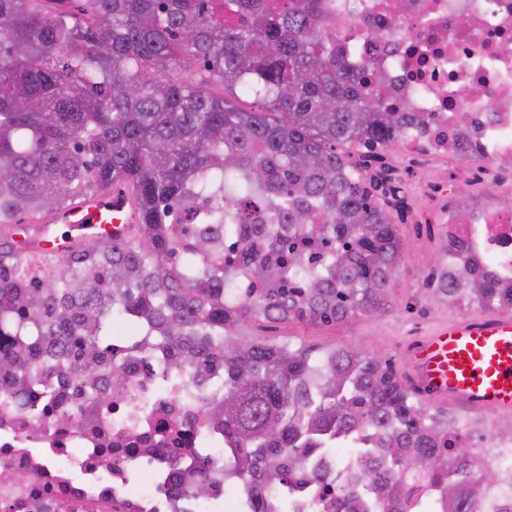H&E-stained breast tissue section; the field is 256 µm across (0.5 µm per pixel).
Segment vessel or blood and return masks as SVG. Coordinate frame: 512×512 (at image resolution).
I'll use <instances>...</instances> for the list:
<instances>
[{
	"label": "vessel or blood",
	"instance_id": "1",
	"mask_svg": "<svg viewBox=\"0 0 512 512\" xmlns=\"http://www.w3.org/2000/svg\"><path fill=\"white\" fill-rule=\"evenodd\" d=\"M71 239L120 241L136 223L127 193L94 195L58 216ZM410 364L421 387L439 397L472 406L512 412V317L461 321L437 327L412 350Z\"/></svg>",
	"mask_w": 512,
	"mask_h": 512
}]
</instances>
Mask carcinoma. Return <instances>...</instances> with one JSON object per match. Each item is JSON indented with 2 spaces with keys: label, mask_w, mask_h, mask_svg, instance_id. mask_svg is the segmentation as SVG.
Returning a JSON list of instances; mask_svg holds the SVG:
<instances>
[{
  "label": "carcinoma",
  "mask_w": 512,
  "mask_h": 512,
  "mask_svg": "<svg viewBox=\"0 0 512 512\" xmlns=\"http://www.w3.org/2000/svg\"><path fill=\"white\" fill-rule=\"evenodd\" d=\"M324 0H0V394L26 396L71 366L86 410L109 399L132 358L161 384L218 381L206 415L224 430V481L271 509L265 493L309 471L356 430L374 435L340 484L400 508L426 478L477 512L503 486L469 483L472 461L448 421L427 414L395 368L362 347L292 345L249 333L256 319L332 324L389 304L401 239L366 170L336 147L386 146L405 123L358 89V73L322 33ZM199 63V78L176 77ZM256 101L245 110L226 96ZM120 185L139 223L123 242L77 240L65 252L40 220ZM319 217L320 224L312 223ZM260 226L268 252L241 250L262 283L249 298L220 258L224 226ZM192 238L188 256L176 243ZM342 244L309 268L288 242ZM442 290L481 305L506 289L446 275ZM199 466L198 496L212 493Z\"/></svg>",
  "instance_id": "cac0c4a2"
}]
</instances>
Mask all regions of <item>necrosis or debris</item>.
<instances>
[{
	"instance_id": "necrosis-or-debris-1",
	"label": "necrosis or debris",
	"mask_w": 512,
	"mask_h": 512,
	"mask_svg": "<svg viewBox=\"0 0 512 512\" xmlns=\"http://www.w3.org/2000/svg\"><path fill=\"white\" fill-rule=\"evenodd\" d=\"M350 18L325 28L354 63L380 66L384 83L371 94L386 109L407 112L389 156L429 178L403 183L417 208H429L443 235L462 251L468 271L512 284V0H331ZM206 386L184 393L158 387L132 362L90 418L59 429L68 399L40 395L19 404L0 396V512H253L254 500L224 483V434L209 424ZM454 438L470 448L475 473L494 470L512 482V434L473 431L467 416ZM369 435L357 431L313 465L324 480L304 486L301 512H327L336 487L355 469ZM212 463L215 501L194 498L174 480Z\"/></svg>"
}]
</instances>
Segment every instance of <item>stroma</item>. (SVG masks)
<instances>
[{
  "label": "stroma",
  "mask_w": 512,
  "mask_h": 512,
  "mask_svg": "<svg viewBox=\"0 0 512 512\" xmlns=\"http://www.w3.org/2000/svg\"><path fill=\"white\" fill-rule=\"evenodd\" d=\"M418 212L407 213L399 223L402 250L392 285L390 304L374 318L357 316L329 325L295 321L255 322L257 334L279 341H304L315 345L365 346L391 361L396 369L407 364L409 340L447 323L453 315L447 295L435 291L436 260L442 245L424 246L418 238Z\"/></svg>",
  "instance_id": "35a3bbf8"
}]
</instances>
